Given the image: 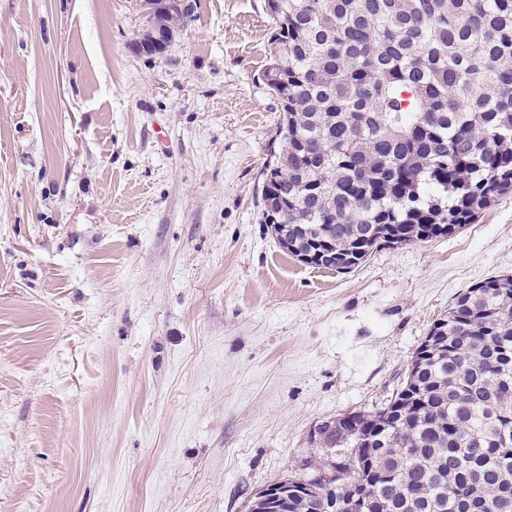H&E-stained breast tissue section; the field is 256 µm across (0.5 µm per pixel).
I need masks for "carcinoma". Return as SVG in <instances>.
<instances>
[{
  "label": "carcinoma",
  "instance_id": "cac0c4a2",
  "mask_svg": "<svg viewBox=\"0 0 512 512\" xmlns=\"http://www.w3.org/2000/svg\"><path fill=\"white\" fill-rule=\"evenodd\" d=\"M279 152L263 223L318 268L451 236L512 193V0H267ZM386 414L326 435L364 512H512V273L459 293ZM294 499L288 512H350Z\"/></svg>",
  "mask_w": 512,
  "mask_h": 512
}]
</instances>
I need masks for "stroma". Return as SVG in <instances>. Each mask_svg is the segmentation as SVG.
<instances>
[{
    "instance_id": "1",
    "label": "stroma",
    "mask_w": 512,
    "mask_h": 512,
    "mask_svg": "<svg viewBox=\"0 0 512 512\" xmlns=\"http://www.w3.org/2000/svg\"><path fill=\"white\" fill-rule=\"evenodd\" d=\"M190 3L149 56L143 0H0V512H246L512 273V193L349 272L285 254L267 0Z\"/></svg>"
}]
</instances>
